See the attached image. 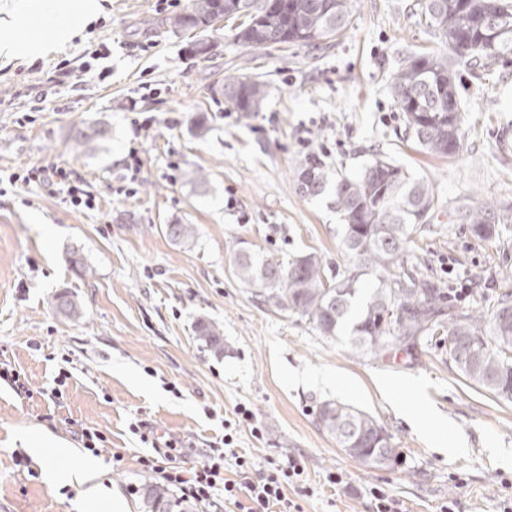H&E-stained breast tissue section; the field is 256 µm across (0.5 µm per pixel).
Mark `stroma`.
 <instances>
[{
    "instance_id": "stroma-1",
    "label": "stroma",
    "mask_w": 512,
    "mask_h": 512,
    "mask_svg": "<svg viewBox=\"0 0 512 512\" xmlns=\"http://www.w3.org/2000/svg\"><path fill=\"white\" fill-rule=\"evenodd\" d=\"M100 2V17L71 42L34 61H0V362L29 388L0 383V512H83L85 486L49 484L22 446L35 427L72 448L55 460L61 471L85 454L78 431H102L103 480L143 512L136 489L161 476L139 463L151 452L133 432L139 424L189 441L176 460L185 470L232 433L236 454L253 463L227 460V477L241 484L256 480L268 455L301 457V486L287 490L301 512H373L375 488L401 512H512V465L499 459L512 454V401L465 379L447 342L358 356L346 336H319L231 270L242 242L287 261L314 251L344 268L331 196H303L295 174L314 158L329 173L353 174L381 154L435 192L407 265L444 288L450 314L494 311L512 294V55L481 78L462 72L465 136L457 154L436 157L406 139L389 83L406 52L441 47L418 22V0H352L349 28L317 49L251 50L220 26L205 34V58L188 51L195 32L160 28L191 0ZM228 76L266 82L261 112L242 117L212 95ZM201 117L208 131L198 136ZM91 126L104 136L82 143L78 130ZM133 151L141 171L125 195ZM56 166L74 170L94 209H75L56 185L9 180ZM467 205L508 220L478 240L452 219ZM166 224L196 225V243L172 242ZM75 254L89 275L72 270ZM61 291L79 316L56 310ZM200 319L221 328L223 353L197 341ZM325 400L372 415L400 463L370 469L339 448L316 422ZM414 403L464 436L466 453L432 448L399 412ZM241 407L253 424L239 421ZM332 472L339 483L328 481Z\"/></svg>"
}]
</instances>
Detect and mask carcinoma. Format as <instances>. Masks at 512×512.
<instances>
[{
    "mask_svg": "<svg viewBox=\"0 0 512 512\" xmlns=\"http://www.w3.org/2000/svg\"><path fill=\"white\" fill-rule=\"evenodd\" d=\"M193 0L190 10L161 21L169 32L190 31L199 21L243 18L235 27V41L251 49L302 44L317 46L339 37L350 24V0H288L282 11L267 10V0ZM509 15L512 0H420L425 26L443 44V51L412 52L390 74L396 104L403 113L405 134L423 151L452 156L461 145L464 106L459 98L460 68L478 76L490 61L512 54V27L491 40L487 37V6ZM225 98L246 116L260 111L267 84L260 80L224 78ZM303 195L317 197L332 191L336 213L344 224L342 249L347 268L327 275L322 257L305 253L284 264L275 256H256L243 249L232 259L233 273L256 290L262 301L291 311L312 324L325 339L349 331V344L357 354L381 357L438 330L445 292L415 268H407L404 253L414 228L428 223L436 199L430 184L415 180L392 161L374 156L353 176L329 174L317 160L296 173ZM479 240L498 234L497 214L482 206L455 212ZM167 237L189 245L197 237L194 224H167ZM512 295L506 294L490 316H464L448 327V357L472 384L496 397L512 401ZM396 311L384 322L382 312ZM196 339L215 353L224 351L223 331L200 319ZM320 426L339 447L371 469L385 467L396 458L391 442L380 438L384 428L371 415L347 404L326 400L316 408ZM144 512L167 508L192 512L162 484L142 487Z\"/></svg>",
    "mask_w": 512,
    "mask_h": 512,
    "instance_id": "cac0c4a2",
    "label": "carcinoma"
}]
</instances>
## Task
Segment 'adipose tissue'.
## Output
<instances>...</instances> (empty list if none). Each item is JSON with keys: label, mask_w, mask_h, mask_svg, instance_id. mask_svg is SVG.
I'll return each instance as SVG.
<instances>
[{"label": "adipose tissue", "mask_w": 512, "mask_h": 512, "mask_svg": "<svg viewBox=\"0 0 512 512\" xmlns=\"http://www.w3.org/2000/svg\"><path fill=\"white\" fill-rule=\"evenodd\" d=\"M101 6L99 0H76L74 5L63 4L62 0H18L13 6L14 16L35 10L51 22L49 30H27L20 24H13L6 32L0 33V57L18 59L42 54L52 43L69 41L74 32L94 21ZM24 445L42 464L46 479L55 485L70 486L88 484L85 502L90 512H129L119 492L103 489L98 485L99 464L94 460L78 463L72 470L59 472L52 468L53 456L67 453V445L44 430L29 432Z\"/></svg>", "instance_id": "ef3b65f1"}]
</instances>
